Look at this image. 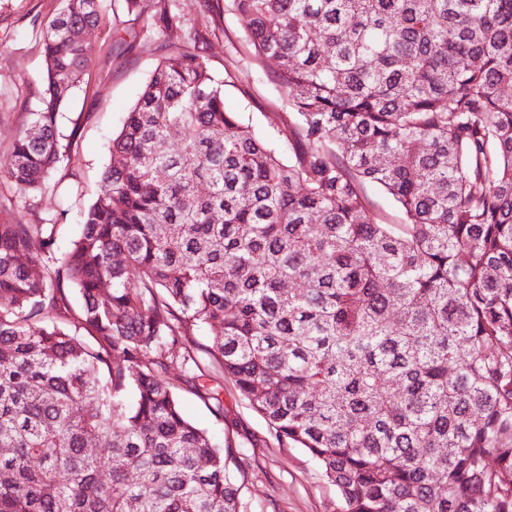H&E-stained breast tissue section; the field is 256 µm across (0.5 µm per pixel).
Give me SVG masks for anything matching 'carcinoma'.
Returning a JSON list of instances; mask_svg holds the SVG:
<instances>
[{
    "label": "carcinoma",
    "instance_id": "1",
    "mask_svg": "<svg viewBox=\"0 0 512 512\" xmlns=\"http://www.w3.org/2000/svg\"><path fill=\"white\" fill-rule=\"evenodd\" d=\"M232 6L278 62L288 150L176 45L66 252L56 223L0 218V512H242L244 469L176 393L224 413L200 352L336 512H512V0ZM108 7L62 0L43 31L45 89L0 163L32 200ZM158 24L183 26L166 4ZM364 190L384 222L391 224L400 222V216L394 202L385 193L370 183L364 185Z\"/></svg>",
    "mask_w": 512,
    "mask_h": 512
}]
</instances>
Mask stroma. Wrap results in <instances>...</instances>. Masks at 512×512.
<instances>
[{
    "label": "stroma",
    "mask_w": 512,
    "mask_h": 512,
    "mask_svg": "<svg viewBox=\"0 0 512 512\" xmlns=\"http://www.w3.org/2000/svg\"><path fill=\"white\" fill-rule=\"evenodd\" d=\"M174 4L184 29L162 32L155 19L159 0H141L136 10L106 15L91 33L92 62L58 115V129L71 136L73 146L52 176L53 189L32 203L0 178V211L12 223L53 220L59 246H68L110 162L113 136L159 60L169 46L185 41L188 30L198 33L201 60L225 81V109L260 135L272 137L285 129L290 108L276 83L278 64L256 59L231 0ZM59 7L60 0H0V156L37 105L44 69L39 27ZM208 376L209 387L223 402V414L190 390H181L180 401L190 421L240 452L247 472L244 512H334L336 492L315 460L304 449L279 443L221 368H210Z\"/></svg>",
    "instance_id": "35a3bbf8"
}]
</instances>
